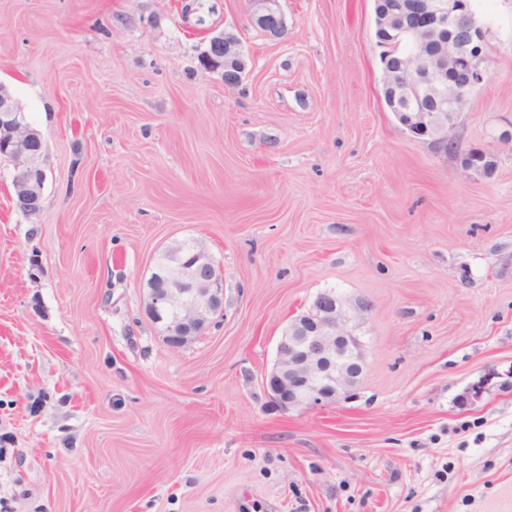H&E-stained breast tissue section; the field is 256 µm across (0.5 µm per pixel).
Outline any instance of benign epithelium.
Segmentation results:
<instances>
[{
	"mask_svg": "<svg viewBox=\"0 0 512 512\" xmlns=\"http://www.w3.org/2000/svg\"><path fill=\"white\" fill-rule=\"evenodd\" d=\"M280 0H248L256 25L282 37L287 23ZM463 0H387L376 14V38L382 48V89L389 109L405 130L441 150L454 141L448 131L458 125L468 98L486 76V28L468 5L475 36L461 43L448 29ZM416 26L411 31L410 52L388 59L400 45L404 19ZM209 42L224 45L223 61L201 53L200 66L212 73L236 76L224 84L242 83L247 61L239 39L220 32ZM464 67L471 72L469 87L461 88L448 79V70ZM13 95L0 85V150L7 153L15 175L13 189L33 204H40L46 183L42 156L32 153L31 144L43 134L26 124ZM461 169L488 174L492 167L481 165L476 152L456 148ZM224 281L214 280L198 288L181 270L166 281L149 278L145 306L147 317L160 326L171 348H180L201 335L210 325L209 315L222 311ZM368 311L365 302L351 301L331 291L320 293L306 312L297 316L282 334L277 360L266 378L270 402L282 411L312 409L331 404L356 387L359 376L348 371L359 359L351 347L354 320Z\"/></svg>",
	"mask_w": 512,
	"mask_h": 512,
	"instance_id": "benign-epithelium-1",
	"label": "benign epithelium"
}]
</instances>
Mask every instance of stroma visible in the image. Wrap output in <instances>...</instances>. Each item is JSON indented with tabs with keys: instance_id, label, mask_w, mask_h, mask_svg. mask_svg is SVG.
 <instances>
[{
	"instance_id": "stroma-1",
	"label": "stroma",
	"mask_w": 512,
	"mask_h": 512,
	"mask_svg": "<svg viewBox=\"0 0 512 512\" xmlns=\"http://www.w3.org/2000/svg\"><path fill=\"white\" fill-rule=\"evenodd\" d=\"M0 0V83L46 140L43 207L0 162V512H512V0L454 137L381 92L373 0ZM234 33L240 86L200 68ZM201 242L224 313L169 348L156 256ZM369 302L349 395L273 410L321 292ZM280 0H248L254 22L266 32L283 37L287 23L282 13Z\"/></svg>"
}]
</instances>
